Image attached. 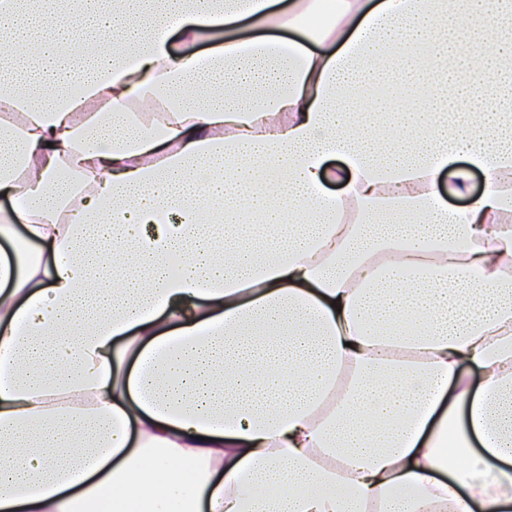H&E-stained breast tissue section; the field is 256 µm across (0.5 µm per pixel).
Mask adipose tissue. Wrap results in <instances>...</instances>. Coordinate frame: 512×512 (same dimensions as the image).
I'll use <instances>...</instances> for the list:
<instances>
[{
	"instance_id": "1",
	"label": "adipose tissue",
	"mask_w": 512,
	"mask_h": 512,
	"mask_svg": "<svg viewBox=\"0 0 512 512\" xmlns=\"http://www.w3.org/2000/svg\"><path fill=\"white\" fill-rule=\"evenodd\" d=\"M279 3L0 0V512H512V0Z\"/></svg>"
}]
</instances>
